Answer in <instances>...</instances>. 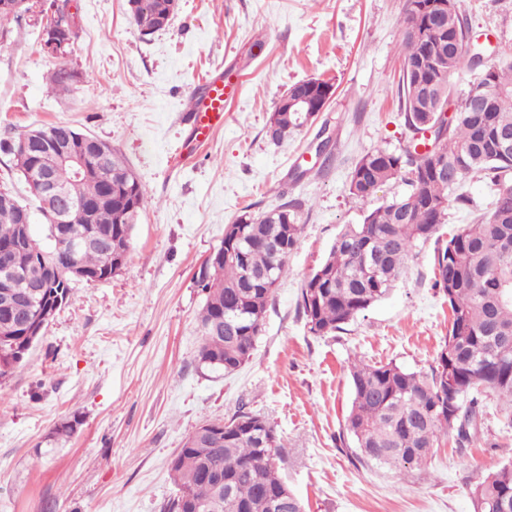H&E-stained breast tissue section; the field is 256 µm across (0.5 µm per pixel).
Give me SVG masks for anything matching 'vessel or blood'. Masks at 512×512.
Segmentation results:
<instances>
[{"instance_id":"vessel-or-blood-1","label":"vessel or blood","mask_w":512,"mask_h":512,"mask_svg":"<svg viewBox=\"0 0 512 512\" xmlns=\"http://www.w3.org/2000/svg\"><path fill=\"white\" fill-rule=\"evenodd\" d=\"M239 92V85L232 77L220 74L204 79L187 104L194 138L206 141L214 130L223 126L225 104L237 98Z\"/></svg>"}]
</instances>
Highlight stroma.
<instances>
[{"instance_id":"obj_1","label":"stroma","mask_w":512,"mask_h":512,"mask_svg":"<svg viewBox=\"0 0 512 512\" xmlns=\"http://www.w3.org/2000/svg\"><path fill=\"white\" fill-rule=\"evenodd\" d=\"M407 0H179L145 36L127 0H73L79 36L52 57L29 20L0 40V139L66 125L108 143L145 186L128 258L112 278L75 282L69 303L22 368L0 379V512H162L176 492L169 463L204 422L238 410L265 417L286 444L281 473L305 512H471L482 474L512 462V428L496 411L480 440L441 435L432 458L401 473L353 460L340 439L355 360L435 366L448 302L434 288V245H418L388 296L328 336L310 333L305 280L344 225L391 200L402 181L363 202L348 192L368 151L412 138L400 106ZM474 33L512 54V0H466ZM74 74L50 91L46 75ZM240 80L224 126L186 155L184 107L207 74ZM310 78L335 94L315 125L276 145L265 124L287 88ZM327 128L331 158L316 153ZM471 205L448 209L441 234L491 207L489 184L466 179ZM300 202L302 232L269 301L249 360L224 373L198 365L196 284L224 227ZM76 422L67 438L55 430Z\"/></svg>"}]
</instances>
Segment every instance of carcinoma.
<instances>
[{
  "instance_id": "cac0c4a2",
  "label": "carcinoma",
  "mask_w": 512,
  "mask_h": 512,
  "mask_svg": "<svg viewBox=\"0 0 512 512\" xmlns=\"http://www.w3.org/2000/svg\"><path fill=\"white\" fill-rule=\"evenodd\" d=\"M433 0H407L402 21L401 104L413 132L397 153L383 148L355 164L349 194L371 199L389 181L403 177L407 190L369 210L360 224L342 228L325 260L304 282L301 305L310 332L325 336L365 313L391 290L416 243L438 236L448 207L465 203L456 193L466 177L485 180L492 208L473 224L459 227L437 247L433 287L448 299L450 328L428 373L393 363H354L350 367L352 403L344 419L346 447L363 463L399 471L417 466L444 430L456 431L463 447L478 439L490 401L506 404L512 427V60L484 64L470 49L464 0H450L448 13L429 11ZM173 14L172 0H132V17L142 35L159 30L157 18ZM474 72L453 117L444 112L450 77ZM276 127L280 143L301 129L297 115L275 107L265 128ZM89 176L77 180L68 166L51 171L52 181L73 189L92 205L91 223L73 216L75 232L110 237L129 250L131 231L146 201V190L126 161L109 149L103 162L89 158ZM22 204L0 193V255L18 233ZM300 203L287 200L254 216L242 214L224 232V241L203 263L198 287L205 292L200 314V365L230 373L247 362L264 328L267 305L287 272L288 256L301 233ZM28 279L42 264L57 266L44 291L47 301L67 303L77 265L104 280L115 273L102 243L77 254L45 250L35 236L26 249L10 255ZM29 337L0 326V378L22 366ZM224 443L205 451L191 439L170 461L176 496L163 512H268L267 503L288 493L281 512H301V500L285 491L278 472L282 438L258 414L240 410L209 422ZM224 478V497L216 498L212 478ZM472 512H512V463L482 477L470 493Z\"/></svg>"
}]
</instances>
